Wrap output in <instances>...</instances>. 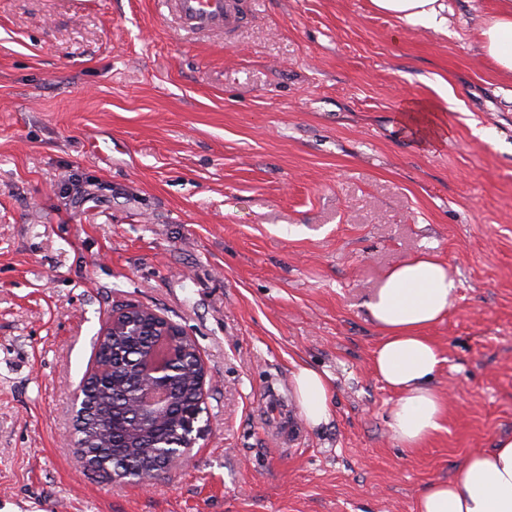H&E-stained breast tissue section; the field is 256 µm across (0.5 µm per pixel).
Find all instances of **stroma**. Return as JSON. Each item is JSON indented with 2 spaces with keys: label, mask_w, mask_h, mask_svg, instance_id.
<instances>
[{
  "label": "stroma",
  "mask_w": 512,
  "mask_h": 512,
  "mask_svg": "<svg viewBox=\"0 0 512 512\" xmlns=\"http://www.w3.org/2000/svg\"><path fill=\"white\" fill-rule=\"evenodd\" d=\"M233 42L159 0H0V512H417L512 436V80L448 29L371 0H249ZM426 103L445 137L402 115ZM433 253L459 283L429 329L449 405L420 448L390 428L366 304ZM180 325L207 371L200 433L149 486L75 447L71 400L113 309ZM326 373L328 423L292 372Z\"/></svg>",
  "instance_id": "35a3bbf8"
}]
</instances>
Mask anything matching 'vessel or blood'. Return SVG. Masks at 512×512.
Returning a JSON list of instances; mask_svg holds the SVG:
<instances>
[{"label": "vessel or blood", "instance_id": "1", "mask_svg": "<svg viewBox=\"0 0 512 512\" xmlns=\"http://www.w3.org/2000/svg\"><path fill=\"white\" fill-rule=\"evenodd\" d=\"M178 24L195 32H222L233 38L247 17L246 0H162Z\"/></svg>", "mask_w": 512, "mask_h": 512}]
</instances>
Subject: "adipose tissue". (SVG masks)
Masks as SVG:
<instances>
[{"mask_svg":"<svg viewBox=\"0 0 512 512\" xmlns=\"http://www.w3.org/2000/svg\"><path fill=\"white\" fill-rule=\"evenodd\" d=\"M374 9L408 25L448 27L443 0H371ZM478 46L496 72L512 78V6L478 24ZM458 284L437 255H422L392 268L367 304L381 339L372 358L374 374L397 394L389 427L404 447H422L442 429L447 405L432 382L444 358L427 331L447 315ZM292 384L304 419L329 420L330 383L315 369L299 366ZM417 512H512V437L470 454L452 477L428 485Z\"/></svg>","mask_w":512,"mask_h":512,"instance_id":"obj_1","label":"adipose tissue"}]
</instances>
